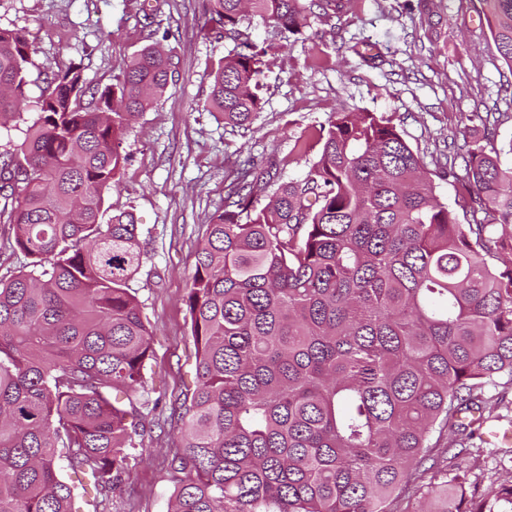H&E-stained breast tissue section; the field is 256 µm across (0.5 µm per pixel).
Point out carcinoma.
<instances>
[{
    "mask_svg": "<svg viewBox=\"0 0 512 512\" xmlns=\"http://www.w3.org/2000/svg\"><path fill=\"white\" fill-rule=\"evenodd\" d=\"M203 30L231 45L206 107L249 128L264 107L267 47L328 20L338 0H209ZM512 70V0H478ZM143 45L83 106L82 70H59L39 119L0 156V222L28 269L0 279V512H74L59 461L102 500L122 484L148 389L152 333L129 282L144 252L133 212L105 217L127 161L122 137L166 91L172 52L155 13ZM32 66L18 29H0V122L19 115ZM300 179L277 184L252 160L234 172L197 252L185 298L193 392L172 407L181 443L167 471L171 512H392L428 473L434 508L512 512V480L493 497L458 460L485 389L512 379V141H464L432 175L392 119L338 112L314 130ZM453 178L455 207L434 179ZM470 217L466 224L458 212ZM465 436L434 453L435 433Z\"/></svg>",
    "mask_w": 512,
    "mask_h": 512,
    "instance_id": "obj_1",
    "label": "carcinoma"
}]
</instances>
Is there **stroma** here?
<instances>
[{"label": "stroma", "instance_id": "1", "mask_svg": "<svg viewBox=\"0 0 512 512\" xmlns=\"http://www.w3.org/2000/svg\"><path fill=\"white\" fill-rule=\"evenodd\" d=\"M144 0H0V28L20 29L34 62L20 118L0 125V154L16 151L38 117L43 80L67 63L87 86L101 88L142 45ZM208 0H163L161 27L174 49L173 79L123 136L128 161L110 204L131 210L145 256L130 286L153 333L148 382L160 410L144 414L139 456L124 491L106 512H169L173 491L166 458L179 438L167 412L194 388L195 357L184 299L195 251L224 208L237 160L253 157L282 179L303 177L297 140L338 112L392 117L428 169L453 136L470 128L494 146L512 140V70L499 58L478 0H348L323 23L335 39L271 41L268 24L251 32L268 42L264 109L248 130L225 128L204 108L209 72L228 51L199 30ZM486 114L467 123V114Z\"/></svg>", "mask_w": 512, "mask_h": 512}]
</instances>
